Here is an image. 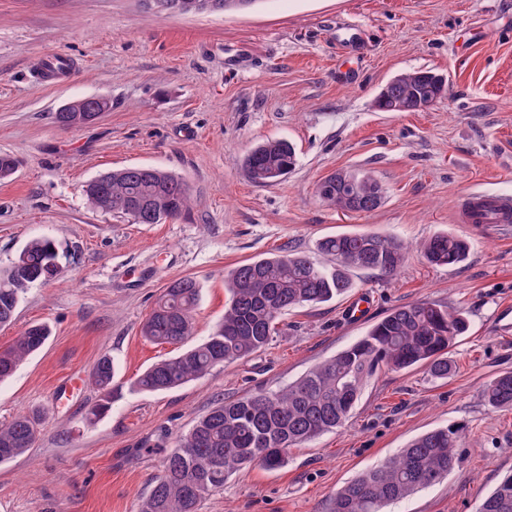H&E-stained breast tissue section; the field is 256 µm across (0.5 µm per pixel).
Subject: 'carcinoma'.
Returning a JSON list of instances; mask_svg holds the SVG:
<instances>
[{"label":"carcinoma","mask_w":512,"mask_h":512,"mask_svg":"<svg viewBox=\"0 0 512 512\" xmlns=\"http://www.w3.org/2000/svg\"><path fill=\"white\" fill-rule=\"evenodd\" d=\"M447 91L433 71L402 74L386 84L377 107L434 103ZM255 184L281 181L295 166L292 144L271 140L252 147L241 159ZM356 183L322 179L321 199L339 209L370 212L378 208L373 190L377 180L365 171H346ZM86 196L102 211L124 214L136 224H157L180 217L189 206L187 184L158 169L116 170L87 183ZM408 246L379 233L327 236L317 251L331 263L288 249L274 257L237 266L228 275L230 294L224 319L202 342L181 349L142 371L132 388L156 393L180 387L216 367L240 361L265 348L279 319L290 309L332 300L352 287L357 269L393 276L403 266ZM433 265H456L469 253L468 242L437 232L420 245ZM57 272V253L46 238L30 240L5 268H0V327L11 324L28 288L50 281ZM200 289L190 278L173 281L161 294L142 325L141 333L158 344L183 345L192 334L193 311ZM469 328L465 315L437 302H415L392 309L369 332L346 349L310 369L278 391L259 389L233 401L216 404L185 434L164 460L162 475L139 504L138 512H197L204 498L244 467L284 466L288 451L334 430L350 417L367 380L381 367L393 370L425 365L432 376L445 378L452 370L448 350ZM50 331L35 323L0 350V382L19 363L46 343ZM112 360H99L93 381L101 397L90 415L96 420L114 398ZM494 408L512 407V373L492 379L484 392ZM44 417L20 413L0 425V464L33 447ZM459 429L437 428L414 439L384 463L348 482L332 499L330 512H383L386 504L415 490L441 482L459 463ZM479 512H512V474L501 479L481 503Z\"/></svg>","instance_id":"obj_1"}]
</instances>
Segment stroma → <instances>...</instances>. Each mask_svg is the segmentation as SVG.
<instances>
[{
  "instance_id": "stroma-1",
  "label": "stroma",
  "mask_w": 512,
  "mask_h": 512,
  "mask_svg": "<svg viewBox=\"0 0 512 512\" xmlns=\"http://www.w3.org/2000/svg\"><path fill=\"white\" fill-rule=\"evenodd\" d=\"M350 31L358 40L343 46ZM57 53L72 72L38 81ZM420 69L446 76L442 99L416 112L375 108L390 80ZM88 96L106 97L110 110L80 127L55 123L59 108ZM276 139L293 144L294 171L251 183L239 159ZM1 152L19 167L0 180V266L42 237L58 269L0 327V348L31 324L51 329L0 382V424L46 414L34 447L0 465V512H136L176 436L214 405L287 386L420 300L469 320L448 377L378 369L345 426L292 449L282 468L237 472L198 512H329L347 482L446 426L460 430L458 466L386 512H478L512 473V408L483 395L512 372V333L499 323L512 306V224H465L457 210L473 191L512 194V0H258L244 12L189 15L141 0H0ZM129 166L185 179L188 214L136 224L93 208L86 184ZM354 169L385 190L374 211H343L316 194L327 175ZM366 231L413 246L447 231L470 252L435 266L413 250L393 278L352 271L350 292L288 311L263 351L169 391L132 390L137 374L177 351L141 334L172 281L201 288L197 342L222 321L225 278L241 262L284 247L313 257L325 236ZM359 297L369 307L349 320ZM105 356L119 396L92 423V377Z\"/></svg>"
}]
</instances>
